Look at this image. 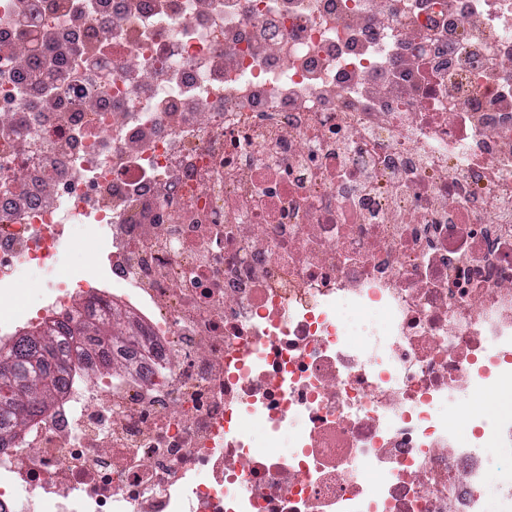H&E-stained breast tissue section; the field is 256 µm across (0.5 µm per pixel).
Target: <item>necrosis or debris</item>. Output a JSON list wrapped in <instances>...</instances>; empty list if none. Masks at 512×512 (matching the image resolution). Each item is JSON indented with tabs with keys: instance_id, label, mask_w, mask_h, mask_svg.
Wrapping results in <instances>:
<instances>
[{
	"instance_id": "4bbe7bcc",
	"label": "necrosis or debris",
	"mask_w": 512,
	"mask_h": 512,
	"mask_svg": "<svg viewBox=\"0 0 512 512\" xmlns=\"http://www.w3.org/2000/svg\"><path fill=\"white\" fill-rule=\"evenodd\" d=\"M26 286L138 338L0 443V512H512V0H0Z\"/></svg>"
}]
</instances>
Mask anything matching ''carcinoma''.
<instances>
[{
  "label": "carcinoma",
  "instance_id": "1",
  "mask_svg": "<svg viewBox=\"0 0 512 512\" xmlns=\"http://www.w3.org/2000/svg\"><path fill=\"white\" fill-rule=\"evenodd\" d=\"M121 325L119 312L110 309L92 319H80L71 330L74 340L67 352L58 348L52 325L1 344L0 442L51 410L57 392L55 374L72 371L73 353L84 346L136 339V333Z\"/></svg>",
  "mask_w": 512,
  "mask_h": 512
}]
</instances>
